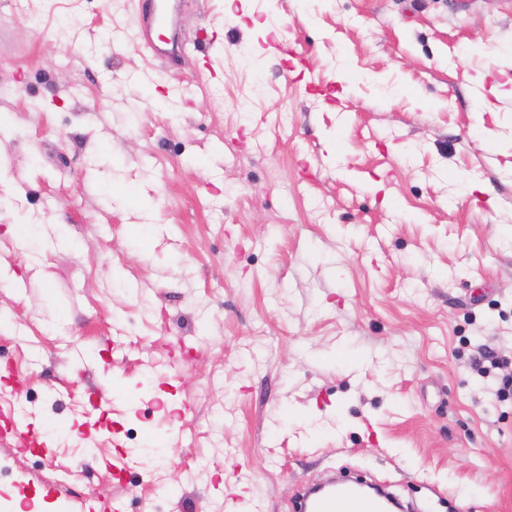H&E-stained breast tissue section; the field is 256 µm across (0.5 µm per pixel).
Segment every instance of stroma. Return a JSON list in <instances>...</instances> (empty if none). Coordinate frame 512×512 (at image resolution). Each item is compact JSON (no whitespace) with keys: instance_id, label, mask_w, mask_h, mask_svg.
<instances>
[{"instance_id":"1","label":"stroma","mask_w":512,"mask_h":512,"mask_svg":"<svg viewBox=\"0 0 512 512\" xmlns=\"http://www.w3.org/2000/svg\"><path fill=\"white\" fill-rule=\"evenodd\" d=\"M178 24L172 62L131 0H0V407L45 443L0 439V512H290L328 469L512 512V401L471 368L512 373V0Z\"/></svg>"}]
</instances>
